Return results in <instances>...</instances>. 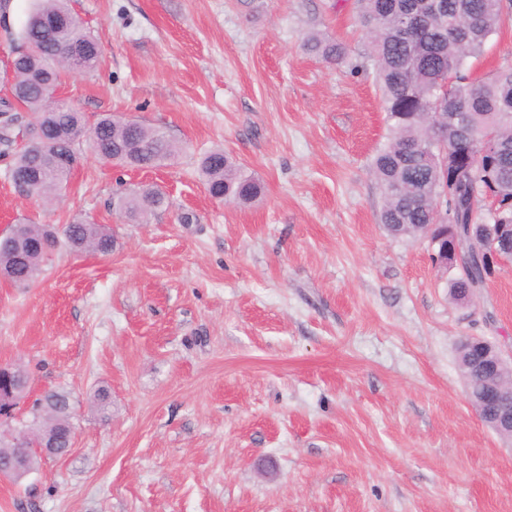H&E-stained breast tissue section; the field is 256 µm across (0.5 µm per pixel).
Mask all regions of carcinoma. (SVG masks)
Wrapping results in <instances>:
<instances>
[{
	"label": "carcinoma",
	"mask_w": 512,
	"mask_h": 512,
	"mask_svg": "<svg viewBox=\"0 0 512 512\" xmlns=\"http://www.w3.org/2000/svg\"><path fill=\"white\" fill-rule=\"evenodd\" d=\"M357 21L369 40V58L382 93L389 126L386 143L374 157L372 171L384 197L381 222L394 238L427 237L438 210L457 215L459 234L472 233L475 245L490 252L492 264L512 260V65L487 77L464 72L465 61L477 54L499 28L512 0H355ZM27 53L12 66L9 91L13 105L30 112L32 125L56 133L59 151L68 164L39 168L37 156L45 148L37 140L23 144L13 163L36 174L27 196L50 200L61 191L78 163L77 145L89 142L95 155L119 152L118 164L152 169L175 156V146L157 128L129 123L103 114L93 125L84 115L52 98L54 88L70 73H88L100 62V46L87 31L70 0H38L19 34ZM72 44L83 46L75 60ZM305 51L328 64L342 62L347 47L321 35L308 37ZM7 105L4 111H13ZM497 150L483 152L484 138ZM472 169L460 180L441 166L440 147ZM199 177L215 199L246 204L260 197L262 184L248 175L224 150H213L199 160ZM166 196L155 186L118 193L113 202L123 218L145 223L164 208ZM73 252L109 255L114 247L105 226L75 217L62 230L50 224H26L18 237L0 239V273L17 288L33 285L44 260L60 243ZM448 266L458 269L450 295L461 300L475 284L485 283L486 269L474 258L464 267L453 256ZM483 348L471 345L458 359L471 358L470 391L475 399L492 382L480 373ZM48 408L31 422L60 434L59 447L69 442V395H45Z\"/></svg>",
	"instance_id": "cac0c4a2"
}]
</instances>
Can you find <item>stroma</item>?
Instances as JSON below:
<instances>
[{
  "label": "stroma",
  "instance_id": "35a3bbf8",
  "mask_svg": "<svg viewBox=\"0 0 512 512\" xmlns=\"http://www.w3.org/2000/svg\"><path fill=\"white\" fill-rule=\"evenodd\" d=\"M32 0H0V99ZM102 64L55 97L87 122L163 129L172 164L115 168L81 143L53 204L22 198L0 144V229L83 216L108 256L57 251L28 288L0 281V365L68 392L74 444L0 512H512V442L481 421L462 337L512 359V262L467 301L421 238L389 237L372 160L388 129L354 0H75ZM344 62L307 53L310 33ZM512 65V9L466 68ZM221 148L263 185L213 199ZM159 187L148 222L117 191ZM190 223H182V216ZM110 393L107 413L94 399ZM303 47L305 51L321 58L328 64L341 63L347 53V47L342 42L321 35L308 37Z\"/></svg>",
  "mask_w": 512,
  "mask_h": 512
}]
</instances>
